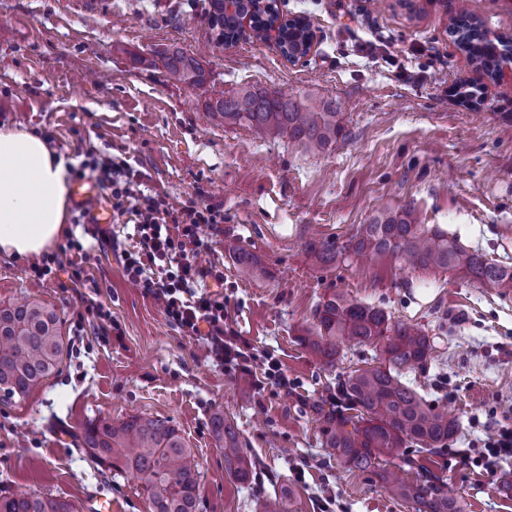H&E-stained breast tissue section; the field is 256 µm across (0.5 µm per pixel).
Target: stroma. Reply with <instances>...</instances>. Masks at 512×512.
Segmentation results:
<instances>
[{"label":"stroma","instance_id":"obj_1","mask_svg":"<svg viewBox=\"0 0 512 512\" xmlns=\"http://www.w3.org/2000/svg\"><path fill=\"white\" fill-rule=\"evenodd\" d=\"M280 0L314 32L304 60L249 32L208 48L200 0H0V128L25 126L74 163L125 159L146 192L180 205L224 207L221 230H204L200 267L224 273V321L256 354L251 374L231 375L186 336L161 306L130 284L121 249L136 245L113 215L116 246L98 245L69 210L66 239L90 255L81 279L29 278L32 258L0 257V304L37 299L56 309L67 354L60 372L21 400L0 403V486L51 493L86 512H149L137 479L79 452L92 419L169 420L201 473L198 512H260L287 486L300 512H414L376 475L351 472L326 448L321 409L352 370L377 363L372 347L342 343L334 366L303 347L316 304L335 293L422 328L435 358L402 380L439 399L461 423L429 467L465 512H512V459L476 466V446L512 426V294L456 271L406 273L391 260L319 263L307 243L343 247L381 206L414 204L486 257L512 263V81L476 70L448 34L450 0ZM203 52L208 81L170 78L173 51ZM482 87L478 109L452 80ZM317 97L345 114L346 137L312 153L248 126L205 117L209 99L239 89ZM234 241L265 268L255 278L224 249ZM101 301L112 317L87 309ZM118 324L119 333L109 330ZM287 390L259 392L267 358ZM223 410L256 462L251 482L230 477L209 430Z\"/></svg>","mask_w":512,"mask_h":512}]
</instances>
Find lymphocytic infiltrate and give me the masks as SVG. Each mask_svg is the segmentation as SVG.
<instances>
[{"instance_id":"f902f5d3","label":"lymphocytic infiltrate","mask_w":512,"mask_h":512,"mask_svg":"<svg viewBox=\"0 0 512 512\" xmlns=\"http://www.w3.org/2000/svg\"><path fill=\"white\" fill-rule=\"evenodd\" d=\"M75 175L109 190L117 213L134 214L138 245L122 254L128 281L159 302L169 321L187 336L204 340L212 359L226 371L250 372L255 356L249 343L225 326L223 293L198 288L204 277L224 279L223 272H207L197 263L208 246L201 227L223 223V206L167 204L145 193L139 174L122 159L84 163Z\"/></svg>"}]
</instances>
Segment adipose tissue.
Returning a JSON list of instances; mask_svg holds the SVG:
<instances>
[{
	"mask_svg": "<svg viewBox=\"0 0 512 512\" xmlns=\"http://www.w3.org/2000/svg\"><path fill=\"white\" fill-rule=\"evenodd\" d=\"M69 167L40 134L0 129V256L28 257L69 231Z\"/></svg>",
	"mask_w": 512,
	"mask_h": 512,
	"instance_id": "ef3b65f1",
	"label": "adipose tissue"
}]
</instances>
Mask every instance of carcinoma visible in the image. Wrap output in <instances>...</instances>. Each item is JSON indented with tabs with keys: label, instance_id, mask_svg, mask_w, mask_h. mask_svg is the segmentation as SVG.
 <instances>
[{
	"label": "carcinoma",
	"instance_id": "carcinoma-1",
	"mask_svg": "<svg viewBox=\"0 0 512 512\" xmlns=\"http://www.w3.org/2000/svg\"><path fill=\"white\" fill-rule=\"evenodd\" d=\"M253 5L240 3L233 12L224 0H208L204 18L209 41L219 47L233 44L241 32L242 16ZM280 47L287 59L307 55L314 39L309 22L297 19L280 28ZM449 35L471 62L491 77L502 56L493 42L512 44V38L491 40L483 24L469 11L467 0H457ZM170 77L189 87L207 81L202 63L194 56L173 53L165 58ZM211 119L224 126L248 125L267 134L286 135L304 148L323 151L345 138V115L336 104L319 98L296 101L278 92L241 89L211 101ZM253 277L264 269L233 243L224 244ZM317 261L328 263L340 255L383 262L394 258L403 271H458L478 283L512 292V265L493 262L461 245L436 225L419 223L413 205L382 209L359 235L336 252L323 243L308 245ZM309 354L325 364L336 361V341L370 345L382 360L352 372L340 384L346 410L325 412L327 447L350 470L375 472L392 496L415 506V512H463L441 485L427 477L422 455L442 452L459 429L457 419L438 401L419 395L399 379L400 371L423 366L433 359V340L422 330L392 323L380 308L364 305L342 294L319 302L314 322L301 337ZM65 353L56 312L37 301L0 305V401L24 398L59 371ZM210 429L224 450V465L235 480L246 482L255 470L237 428L216 410ZM77 447L92 461L118 472H129L143 484L151 512H196L200 472L192 463L178 431L168 421L132 415L120 421L90 420ZM414 473L407 479L400 472ZM291 499L274 495L263 499L261 512H288ZM0 512H76L52 494L16 495L0 489Z\"/></svg>",
	"mask_w": 512,
	"mask_h": 512
}]
</instances>
